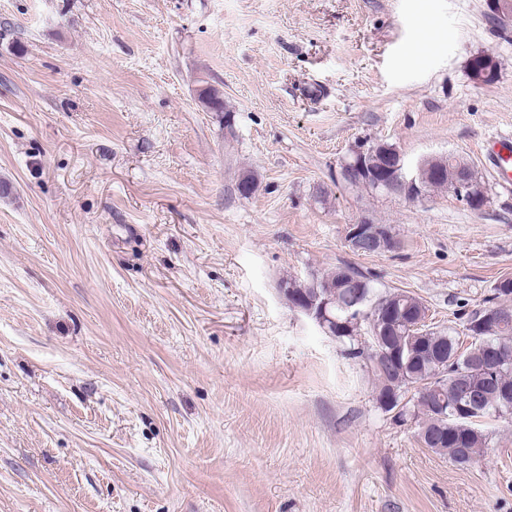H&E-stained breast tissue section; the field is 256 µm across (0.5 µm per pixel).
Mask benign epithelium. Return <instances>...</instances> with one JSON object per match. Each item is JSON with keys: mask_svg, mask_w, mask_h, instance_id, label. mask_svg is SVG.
Returning <instances> with one entry per match:
<instances>
[{"mask_svg": "<svg viewBox=\"0 0 512 512\" xmlns=\"http://www.w3.org/2000/svg\"><path fill=\"white\" fill-rule=\"evenodd\" d=\"M495 67L496 60L489 53L476 56L471 61L472 75L478 83L486 82L489 72ZM352 157L350 172L376 190L382 189L388 194L396 193L408 200H418L426 195L432 181L445 180L450 191L468 204H477L473 193L475 181L469 172L449 168L439 159L423 160L409 173L402 155L382 142L358 145L353 149ZM365 241L374 244L378 253L388 252L396 247V240L391 230L386 227L368 221L348 226L346 242L350 251H357L360 243ZM396 309L397 305L391 304L387 306V314L376 315L373 322L374 338L381 344L384 343L387 325ZM301 311L323 329L326 328L328 320L332 319L326 299L317 297L307 302Z\"/></svg>", "mask_w": 512, "mask_h": 512, "instance_id": "obj_1", "label": "benign epithelium"}]
</instances>
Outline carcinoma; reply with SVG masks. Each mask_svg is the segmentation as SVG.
Returning <instances> with one entry per match:
<instances>
[{
  "label": "carcinoma",
  "instance_id": "cac0c4a2",
  "mask_svg": "<svg viewBox=\"0 0 512 512\" xmlns=\"http://www.w3.org/2000/svg\"><path fill=\"white\" fill-rule=\"evenodd\" d=\"M283 285L292 290L290 301L295 304L317 290L327 295L336 318L328 334L351 346L358 342L362 330L372 333V317L383 305L401 300L410 309L424 308L419 298L406 292L375 293L370 281L357 272L342 280L331 270L311 282L286 279ZM493 299L495 302L469 314L466 330L472 341L468 346H463L460 337L426 325L412 334L393 336L395 355L381 356L383 368L373 370L379 393L386 394L393 386L400 402L413 392L412 407L417 409L414 417L419 429L447 436L435 452L458 464L469 463L486 446L485 420L512 415V406L503 402L500 392L503 387L512 388V277L496 281ZM361 300L371 307L369 314L359 322L348 320L352 304ZM489 346L498 349L494 378L486 377L481 365ZM463 385L479 392L480 401L471 411L463 408ZM440 401L446 402L443 413L432 408Z\"/></svg>",
  "mask_w": 512,
  "mask_h": 512
}]
</instances>
